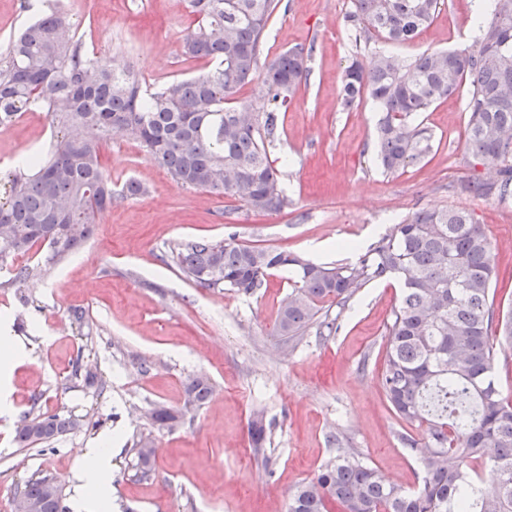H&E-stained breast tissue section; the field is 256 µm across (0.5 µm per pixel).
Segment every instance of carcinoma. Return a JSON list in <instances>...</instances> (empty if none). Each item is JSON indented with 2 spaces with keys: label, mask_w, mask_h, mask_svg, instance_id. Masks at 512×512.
<instances>
[{
  "label": "carcinoma",
  "mask_w": 512,
  "mask_h": 512,
  "mask_svg": "<svg viewBox=\"0 0 512 512\" xmlns=\"http://www.w3.org/2000/svg\"><path fill=\"white\" fill-rule=\"evenodd\" d=\"M280 0H189L195 24L181 53L212 64L191 78L152 89L83 50L62 13L29 22L0 59V125L41 108L61 126L47 154L27 163L31 173L9 180L0 201V266L9 257L44 245L50 266L92 233L95 213L140 193L128 182L117 193L100 148L115 133L143 145L160 167L187 189L230 196L248 209L277 213L290 205L271 149L281 140L287 111L309 74L313 46L296 45L260 63V48ZM439 0H352L346 14L355 44L373 38L414 41ZM470 49L426 51L411 61L378 53L363 64L353 58L340 91L344 108L371 100L383 112L377 154L393 174L424 159L432 137L417 123L434 104L468 86L466 146L493 180H474L461 192L505 201L512 197V0H494ZM257 83L262 106L237 100ZM193 282L252 295L270 271L293 268L297 281L282 301L275 332L298 340L314 328L332 336L347 303L372 281L398 275L399 305L387 326L382 385L395 415L424 433L423 477L414 490L385 481L358 453L342 446L308 482L298 486L288 512H512V399L501 392L495 367L512 349V307L496 304L491 241L464 208L419 210L372 244L354 263L328 266L285 250L256 248L231 237L198 239L171 249ZM336 302V316L321 303ZM213 383L190 379L185 402L151 412L169 428L213 396ZM61 412L25 415L14 441L47 442L75 429ZM250 435L264 448L263 412ZM54 483L30 480L16 494L65 512Z\"/></svg>",
  "instance_id": "carcinoma-1"
}]
</instances>
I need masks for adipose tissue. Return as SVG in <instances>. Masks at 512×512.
<instances>
[{
  "label": "adipose tissue",
  "mask_w": 512,
  "mask_h": 512,
  "mask_svg": "<svg viewBox=\"0 0 512 512\" xmlns=\"http://www.w3.org/2000/svg\"><path fill=\"white\" fill-rule=\"evenodd\" d=\"M8 315L0 316V417L14 413L12 377L14 370L28 360L27 351L10 330ZM111 433L99 436L95 446L84 449L79 464L67 475L73 486L69 499L71 512H111L110 489L112 482L113 445Z\"/></svg>",
  "instance_id": "obj_1"
}]
</instances>
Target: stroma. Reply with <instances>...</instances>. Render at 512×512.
<instances>
[{"label":"stroma","instance_id":"obj_1","mask_svg":"<svg viewBox=\"0 0 512 512\" xmlns=\"http://www.w3.org/2000/svg\"><path fill=\"white\" fill-rule=\"evenodd\" d=\"M261 47L271 58L298 44L314 53L305 86L283 116L281 142L271 155L291 204L278 213L249 210L215 192L177 183L136 141L104 143L101 160L114 187L130 180L141 195L98 212L91 238L46 273L22 286L0 269V313L33 352L13 376L16 413L32 402L65 409L84 425L60 436L49 451L19 447L14 423L0 420V512H14L8 491L47 475L71 487L83 448L99 431L122 434L113 459L112 512H288L294 490L335 457L336 435L388 481L414 487L418 450L402 445L404 428L381 384L387 323L401 295L399 280L368 283L344 312L336 335L308 331L297 345L274 331L280 304L295 276L279 271L245 296L186 278L171 248L197 239L287 250L333 266L352 262L393 224L420 209L464 208L496 249V300L512 304V200L457 192L460 182L488 173L466 150V91L438 102L420 120L433 149L405 171L384 172L376 156L380 119L371 101L340 105L342 72L357 51L345 15L349 0H282ZM477 0H440L418 38L388 45L405 60L418 53L471 48L479 35ZM67 18L83 46L98 43L113 63L131 61L143 80L161 84L206 72V61L182 55L191 29L189 0H70ZM53 133L41 110L0 126V180L26 153L43 151ZM28 297L22 307L20 297ZM81 311L83 323L72 321ZM83 359L102 380L72 378ZM206 376L212 399L169 429L153 427L148 410L181 406L189 379ZM268 425L257 462L249 434L254 411ZM153 442L149 473L137 472L132 451Z\"/></svg>","mask_w":512,"mask_h":512}]
</instances>
